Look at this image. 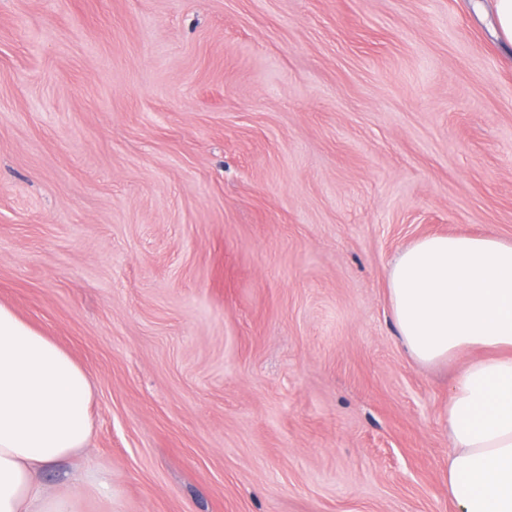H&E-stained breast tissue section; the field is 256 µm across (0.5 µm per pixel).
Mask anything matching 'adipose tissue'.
<instances>
[{
    "instance_id": "ef3b65f1",
    "label": "adipose tissue",
    "mask_w": 512,
    "mask_h": 512,
    "mask_svg": "<svg viewBox=\"0 0 512 512\" xmlns=\"http://www.w3.org/2000/svg\"><path fill=\"white\" fill-rule=\"evenodd\" d=\"M392 319L409 355L435 365L471 351L443 409L457 512H512V242L431 235L404 248L388 279ZM92 383L52 338L0 302V512H79L108 496L87 463ZM75 463L72 485L45 477Z\"/></svg>"
}]
</instances>
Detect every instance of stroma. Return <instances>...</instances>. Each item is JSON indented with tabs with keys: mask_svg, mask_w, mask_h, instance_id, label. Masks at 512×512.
Instances as JSON below:
<instances>
[{
	"mask_svg": "<svg viewBox=\"0 0 512 512\" xmlns=\"http://www.w3.org/2000/svg\"><path fill=\"white\" fill-rule=\"evenodd\" d=\"M512 242L488 0H0V302L94 389L81 512H455L395 255ZM102 469L87 462L77 465L72 477V485L77 486L82 495L107 497L110 485L101 476Z\"/></svg>",
	"mask_w": 512,
	"mask_h": 512,
	"instance_id": "1",
	"label": "stroma"
}]
</instances>
